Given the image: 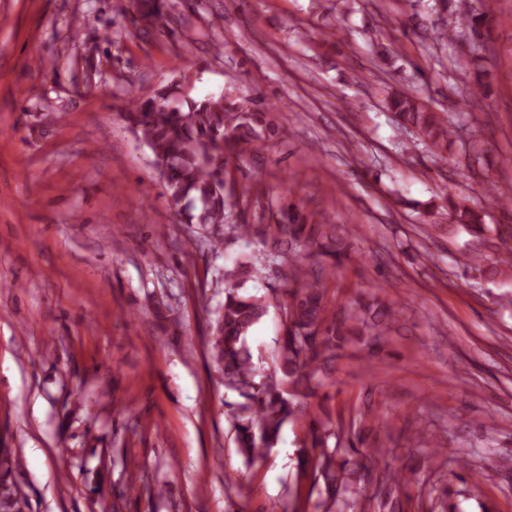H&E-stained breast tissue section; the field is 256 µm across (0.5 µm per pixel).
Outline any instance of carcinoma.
<instances>
[{
	"instance_id": "cac0c4a2",
	"label": "carcinoma",
	"mask_w": 512,
	"mask_h": 512,
	"mask_svg": "<svg viewBox=\"0 0 512 512\" xmlns=\"http://www.w3.org/2000/svg\"><path fill=\"white\" fill-rule=\"evenodd\" d=\"M133 7L141 17L165 27L175 5L172 0H134ZM490 12L486 3L481 12L460 13L456 23L478 35ZM386 107L444 158L455 131L437 112L404 93L390 95ZM121 116L163 166L165 195L183 223L211 226L216 234L236 207L233 193L226 190L229 166L288 124L283 113L229 94L190 98L178 80L145 100L132 101ZM447 202L448 211L458 214L461 223L483 228L477 210L462 205L451 192ZM279 213L282 221L275 225L267 250L269 257L287 265L277 368L257 376L249 345L254 328L269 310L266 297L242 292L263 268L258 257H244L225 271L233 286L224 290V303L212 324L211 350L222 366L224 388L241 398L230 415L238 452L247 463L264 458L277 446L285 425L304 421L307 442L300 449L299 465L323 480L317 512H368L373 507L401 512L400 490L407 485L404 470L386 461L384 449L369 442L366 430L344 438L331 415L315 413L310 402L318 390L334 385L336 351L355 340L372 351L381 348L396 322V311L372 300L329 311L326 281L350 258L351 245L336 234L335 225L308 223L293 203ZM233 229L248 241L267 235L248 222L243 210ZM370 481L377 482L380 493L369 499L356 497L358 484ZM0 512H21L18 492L2 482Z\"/></svg>"
}]
</instances>
